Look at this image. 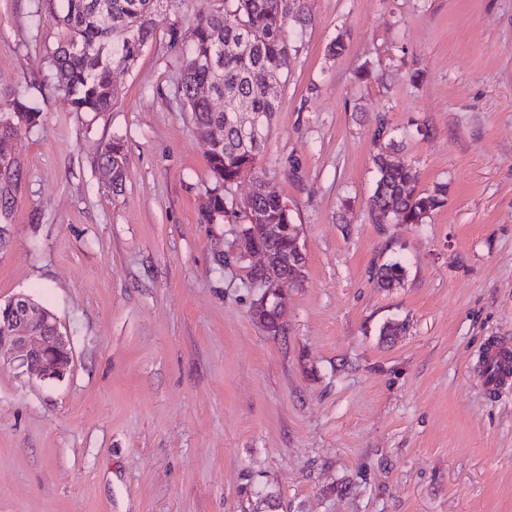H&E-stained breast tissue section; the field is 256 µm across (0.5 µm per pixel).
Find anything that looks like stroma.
<instances>
[{
  "mask_svg": "<svg viewBox=\"0 0 512 512\" xmlns=\"http://www.w3.org/2000/svg\"><path fill=\"white\" fill-rule=\"evenodd\" d=\"M307 5L258 163L306 257L274 337L233 225L199 221L214 179L177 93L169 29L217 0L163 12L99 114L54 88L57 12L0 0V96L42 112L12 143L0 300L33 298L73 350L60 380L0 365V512H512V394L478 386L486 342L512 344V0ZM115 137L119 193L98 167ZM385 142L445 190L423 223L376 220Z\"/></svg>",
  "mask_w": 512,
  "mask_h": 512,
  "instance_id": "stroma-1",
  "label": "stroma"
}]
</instances>
